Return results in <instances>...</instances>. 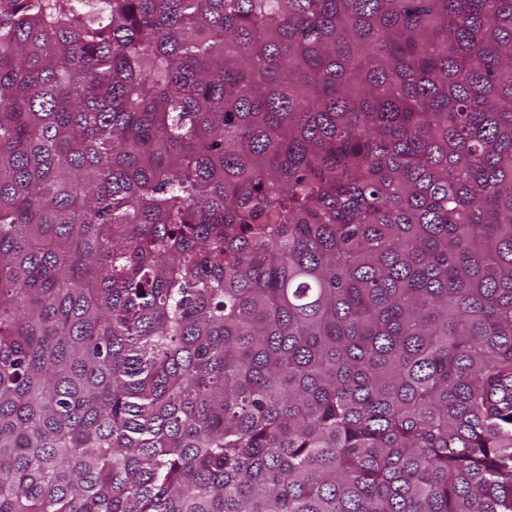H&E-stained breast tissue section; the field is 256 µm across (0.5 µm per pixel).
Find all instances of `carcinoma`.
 <instances>
[{"mask_svg":"<svg viewBox=\"0 0 512 512\" xmlns=\"http://www.w3.org/2000/svg\"><path fill=\"white\" fill-rule=\"evenodd\" d=\"M0 512H512V0H0Z\"/></svg>","mask_w":512,"mask_h":512,"instance_id":"cac0c4a2","label":"carcinoma"}]
</instances>
